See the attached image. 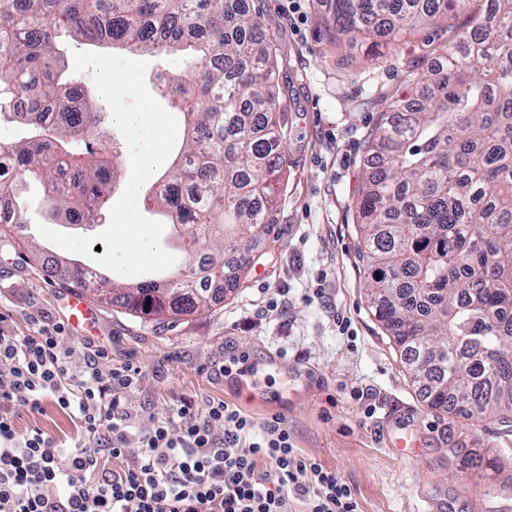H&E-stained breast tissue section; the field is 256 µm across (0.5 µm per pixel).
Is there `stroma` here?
Masks as SVG:
<instances>
[{"mask_svg":"<svg viewBox=\"0 0 512 512\" xmlns=\"http://www.w3.org/2000/svg\"><path fill=\"white\" fill-rule=\"evenodd\" d=\"M278 42L288 124V177L273 209L275 239L258 244L244 280L224 300L166 325L93 301V328L68 323L67 288L15 239L0 238V324L17 336L61 323L67 350L106 346L101 370L142 371L128 408L158 416L176 405L221 399L261 422L284 417L296 448L334 470L360 512H512V426L431 409L365 295L352 212L362 188L365 144L389 99L398 66L416 58L422 29L384 57L337 65L328 37L331 0H254ZM44 251L62 249L37 224L65 234L80 227L39 207L36 184L21 188ZM40 428L73 444L77 423L50 402L22 410L19 432ZM480 445L498 460L488 477L464 469L460 449Z\"/></svg>","mask_w":512,"mask_h":512,"instance_id":"stroma-1","label":"stroma"}]
</instances>
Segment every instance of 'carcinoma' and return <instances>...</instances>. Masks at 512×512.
Segmentation results:
<instances>
[{
    "instance_id": "1",
    "label": "carcinoma",
    "mask_w": 512,
    "mask_h": 512,
    "mask_svg": "<svg viewBox=\"0 0 512 512\" xmlns=\"http://www.w3.org/2000/svg\"><path fill=\"white\" fill-rule=\"evenodd\" d=\"M455 0H333L329 28L386 46L428 26L451 32ZM463 37L400 65L367 141L354 224L370 312L425 402L476 422L512 421V0H491ZM121 43L193 62L156 77L182 114L175 166L143 209L183 226L168 287L57 260L68 288L160 324L209 306L208 285L240 282L287 171L275 44L254 0H0V118L30 136L0 143L47 207L95 223L120 189L116 154L90 148L105 111L64 75L57 38Z\"/></svg>"
}]
</instances>
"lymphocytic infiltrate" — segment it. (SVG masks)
<instances>
[{
	"mask_svg": "<svg viewBox=\"0 0 512 512\" xmlns=\"http://www.w3.org/2000/svg\"><path fill=\"white\" fill-rule=\"evenodd\" d=\"M62 332L0 328V512H359L283 418L257 423L220 399L161 417L131 410L139 368L102 372L103 347L61 350ZM44 400L78 422L74 445L17 431L21 409Z\"/></svg>",
	"mask_w": 512,
	"mask_h": 512,
	"instance_id": "obj_1",
	"label": "lymphocytic infiltrate"
}]
</instances>
